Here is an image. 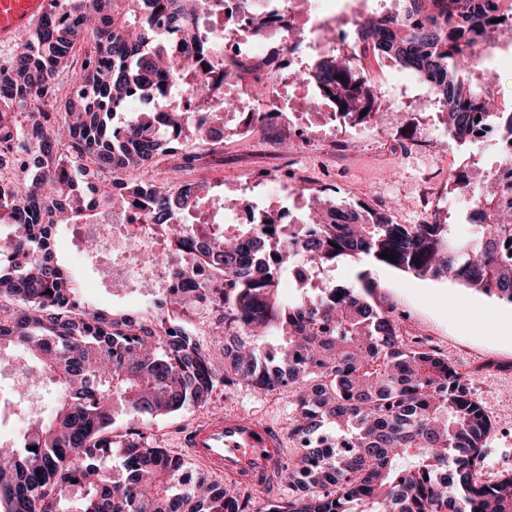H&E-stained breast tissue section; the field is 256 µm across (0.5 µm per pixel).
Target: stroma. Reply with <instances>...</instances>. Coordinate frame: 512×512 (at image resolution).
<instances>
[{
	"instance_id": "35a3bbf8",
	"label": "stroma",
	"mask_w": 512,
	"mask_h": 512,
	"mask_svg": "<svg viewBox=\"0 0 512 512\" xmlns=\"http://www.w3.org/2000/svg\"><path fill=\"white\" fill-rule=\"evenodd\" d=\"M376 68L381 76L376 88L381 107L362 123L350 125L327 115H310L303 86L286 78L278 86L288 99V120L264 132L262 141L247 144L228 133L221 145L197 148L192 158L180 153L166 157L152 176L161 183L174 178L208 184L229 200L291 208L303 203L306 192L299 187L292 197H285L282 158L299 157L308 166L326 158L344 176L337 201L376 200L392 206L409 224L421 223L434 211L457 218L466 203L449 197L448 174L468 158L491 168L493 138L469 145L456 143L449 138L441 114L406 98V91L415 84L410 73L391 62L377 63ZM482 69L499 78L497 100L511 104L512 34L502 33ZM418 136L432 140L429 153L398 154L400 145ZM81 249L73 226L59 227L57 254L77 275L86 306L118 315L143 307L135 293L112 288L109 280L101 278L98 260L83 256ZM362 271L374 285L376 304L401 318L404 335L419 332L432 337L434 349L465 376L473 397L489 415L493 429L485 447L484 479L512 472V330L501 325L512 315V306L445 280L418 279L364 261L337 263L328 282L349 283ZM214 407L271 421L285 431L292 424L293 407L284 391H264L245 383L221 387L214 395ZM210 410L188 406L146 421L144 430L159 447L175 454L186 425L207 417Z\"/></svg>"
}]
</instances>
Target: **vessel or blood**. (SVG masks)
I'll list each match as a JSON object with an SVG mask.
<instances>
[{"label":"vessel or blood","instance_id":"vessel-or-blood-1","mask_svg":"<svg viewBox=\"0 0 512 512\" xmlns=\"http://www.w3.org/2000/svg\"><path fill=\"white\" fill-rule=\"evenodd\" d=\"M50 0H0V44L32 30ZM183 444L201 465L240 488L269 490L281 483L286 437L268 421L240 413L210 416L196 422Z\"/></svg>","mask_w":512,"mask_h":512}]
</instances>
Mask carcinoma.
<instances>
[{
    "mask_svg": "<svg viewBox=\"0 0 512 512\" xmlns=\"http://www.w3.org/2000/svg\"><path fill=\"white\" fill-rule=\"evenodd\" d=\"M61 2L66 14L50 10L0 72V169L23 154L32 172L20 188L0 176V224L15 228L0 253H35L21 266L0 260V361L23 358L20 371L35 367L64 392L51 418L0 454V512H512V473L481 477L490 418L448 359L404 341L395 317L370 300L366 274L309 284L290 302L279 296L295 261L316 268L365 259L512 306V263L495 252L497 240L512 238V202L503 204L496 173L477 182L472 162L449 174L448 193L469 197L464 233L437 214L397 224L364 203L338 204L336 189L325 188L312 192L300 224L241 202L247 222L217 235L201 220V206L217 196L211 188L145 177L162 156L191 157L224 122L228 102L192 120L166 91L177 84L210 98L207 80L192 76V60L173 56L169 37L178 31L195 43L203 33V52L217 56L222 34L208 20L226 14L227 0ZM396 2L394 11L361 16L348 47L328 31L332 46L295 78L324 89L332 116L369 117L379 108L361 65L369 50L434 79L428 106L447 115L457 143L474 141L478 128L512 141V109L496 105L494 78L466 77L476 51L512 31V0ZM65 70L76 71V89L57 114L47 101L57 99ZM78 175L98 179L88 186L94 202ZM59 201L45 223L41 209ZM130 207L182 239L189 256H205L223 286L191 295L170 288L153 301L151 322L84 306L78 278L57 258V226L96 224L102 209ZM187 304L214 309L223 360L168 322L167 312ZM240 382L293 390L300 447L283 466L293 486L286 503L269 497L256 506L141 429L147 418L203 408L218 387ZM119 416L127 423L117 435ZM325 435L346 450L323 448ZM114 448L123 456L118 478L98 465Z\"/></svg>",
    "mask_w": 512,
    "mask_h": 512,
    "instance_id": "obj_1",
    "label": "carcinoma"
}]
</instances>
